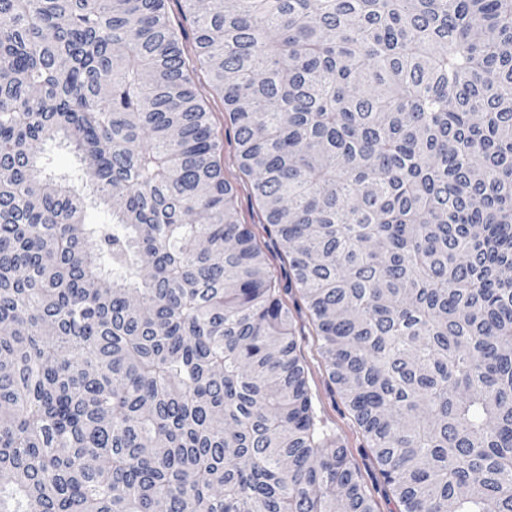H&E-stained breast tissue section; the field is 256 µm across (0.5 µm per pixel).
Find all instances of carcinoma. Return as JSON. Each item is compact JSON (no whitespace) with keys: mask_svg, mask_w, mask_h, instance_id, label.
I'll return each instance as SVG.
<instances>
[{"mask_svg":"<svg viewBox=\"0 0 512 512\" xmlns=\"http://www.w3.org/2000/svg\"><path fill=\"white\" fill-rule=\"evenodd\" d=\"M184 3L0 0V512H377L198 68L400 512H512V0ZM183 2L181 0H168L166 8L168 15L174 24L179 38L182 41L187 53L194 57V36L193 27L190 21H185L181 9ZM202 102L210 112V121L220 143V159L224 169V177L235 188V208L241 224H249L257 235L262 246L269 268L274 278L284 286L288 281V259L282 249L264 232L261 224V210L251 195V177L243 174L236 160V143L233 128L229 123L227 112L224 110L223 94L214 90L204 70L197 69L191 74ZM33 148L38 153H49L51 165L58 171H70L75 165V158L68 150L52 149L42 143L34 144Z\"/></svg>","mask_w":512,"mask_h":512,"instance_id":"1","label":"carcinoma"}]
</instances>
